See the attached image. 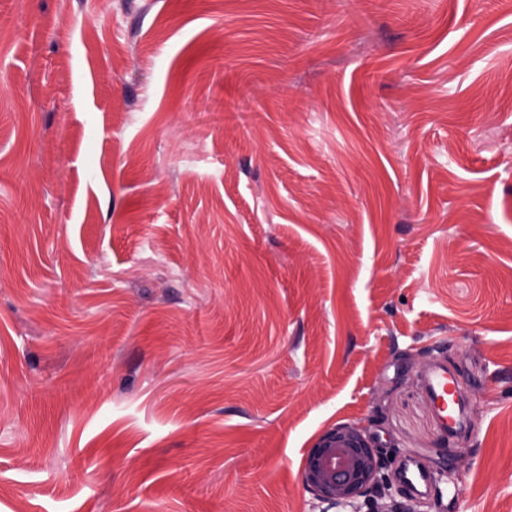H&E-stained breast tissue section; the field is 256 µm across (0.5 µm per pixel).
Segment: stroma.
I'll list each match as a JSON object with an SVG mask.
<instances>
[{
  "mask_svg": "<svg viewBox=\"0 0 512 512\" xmlns=\"http://www.w3.org/2000/svg\"><path fill=\"white\" fill-rule=\"evenodd\" d=\"M343 424L512 512V6L0 0V512H321ZM457 376L447 366L435 365L425 380V390L439 427L448 434L469 428L466 404L456 397Z\"/></svg>",
  "mask_w": 512,
  "mask_h": 512,
  "instance_id": "1",
  "label": "stroma"
}]
</instances>
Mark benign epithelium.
Here are the masks:
<instances>
[{
    "label": "benign epithelium",
    "mask_w": 512,
    "mask_h": 512,
    "mask_svg": "<svg viewBox=\"0 0 512 512\" xmlns=\"http://www.w3.org/2000/svg\"><path fill=\"white\" fill-rule=\"evenodd\" d=\"M381 453L356 425L327 430L310 449L302 469L306 489L327 508L377 512L375 498L384 486Z\"/></svg>",
    "instance_id": "benign-epithelium-1"
}]
</instances>
